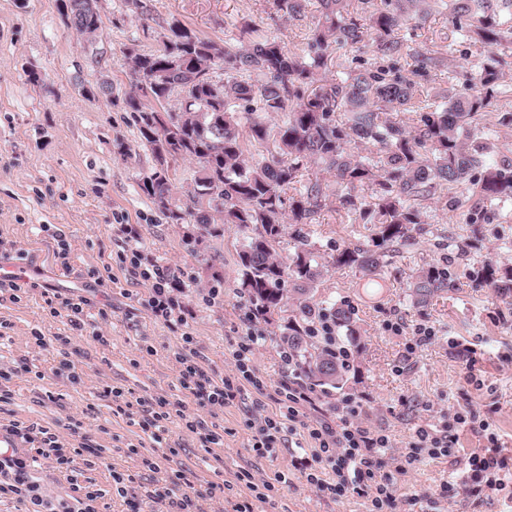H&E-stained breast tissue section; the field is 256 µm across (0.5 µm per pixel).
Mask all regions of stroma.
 <instances>
[{"label":"stroma","mask_w":512,"mask_h":512,"mask_svg":"<svg viewBox=\"0 0 512 512\" xmlns=\"http://www.w3.org/2000/svg\"><path fill=\"white\" fill-rule=\"evenodd\" d=\"M61 4L0 0V250L6 261L34 270L20 291L0 292V368L11 376L10 397L0 401V429L18 422L52 433L73 462L60 470L52 460H39L35 480L55 499L101 490L99 512H129L115 488L116 473L129 477L131 492L166 487L177 496H197L201 512H233L235 503L253 496L236 479L242 469L260 482L287 478L274 503L255 502V512H369L364 499H333L294 468L295 458L311 454L299 432L283 430L274 455H255L251 421L274 411L267 396L251 392L245 400L210 408L181 390L177 354L224 376L232 369L231 350L251 327L237 265L245 234L228 224L223 237L196 246L184 225L168 223L138 187L139 175L154 160L122 105L130 89L128 49L147 52L159 45L158 33L143 34L144 19L158 25L176 18L219 43L233 42L248 22L296 51L316 25L317 12L291 19L276 12L273 0H102L104 59L97 65L86 42L66 27ZM402 32L419 52L433 51L441 59L419 79L418 90L465 92L481 58L468 53L446 15L431 13ZM32 71L41 83L30 82ZM500 73L497 109L480 121L490 142L488 165L512 157V127L498 122L499 113L512 112V65L504 64ZM104 78L112 84L111 96H83V89ZM117 141L130 145L131 156L115 153ZM303 177L327 185L321 210L305 227L320 254L369 244L366 225L340 206V188L330 176L312 167ZM450 196L456 200L452 208L439 196L422 201V229L412 245L391 252L381 284L350 268L321 280L317 302L352 310L360 348L346 395H320L316 405L323 413L346 397L362 402L366 424L388 435L385 469L394 477L399 512H424L427 498L435 496L440 512H512V497L471 496L459 489L466 459L484 446L470 430H459L454 457L411 464L402 458L418 427L472 408L497 433L512 466V303L468 279L469 270L487 261L512 268V201L480 211L470 187L453 188ZM126 227L136 232L144 261L167 267L179 281L184 323L152 315L149 289L122 263ZM60 229L70 246L66 269L56 258ZM429 264L447 268L456 286L420 310L412 306L406 284ZM213 288L218 296H210ZM74 294L91 298L98 337L71 330L61 300ZM283 325L280 318L260 324L263 338L252 361L272 388L286 379L278 342ZM419 327L433 333L421 346L415 343ZM113 387L123 389L127 415L113 414ZM158 398L181 400L187 413L219 425L222 443L204 446L177 422L169 427L166 446L154 443L139 422L144 402ZM86 444L99 448L100 456L83 453ZM148 458L156 469L145 466ZM178 473L186 480L176 485Z\"/></svg>","instance_id":"obj_1"}]
</instances>
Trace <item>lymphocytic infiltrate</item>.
Returning a JSON list of instances; mask_svg holds the SVG:
<instances>
[{"label": "lymphocytic infiltrate", "mask_w": 512, "mask_h": 512, "mask_svg": "<svg viewBox=\"0 0 512 512\" xmlns=\"http://www.w3.org/2000/svg\"><path fill=\"white\" fill-rule=\"evenodd\" d=\"M126 257L128 273L149 286L150 307L153 315L164 322H183L184 310L175 297L177 286L166 267L156 263H143L135 234H128ZM259 331H249L244 341L231 353L233 375L218 379L190 359H182L180 386L202 406H224L243 399L246 390L258 394H272L277 405L275 413L254 419L257 434L253 450L261 456L273 453L277 436L288 424L297 423L306 415L315 399L310 390L281 386L269 390L267 382L256 375L252 356L258 342ZM345 415L333 418L322 416L307 425L309 438L315 445V461L330 464L333 477L324 479L321 471L313 469L308 482L320 491L340 499L353 496L366 499L371 512H392L396 502L394 483L390 473L383 469L384 456L389 448L386 435L365 426L360 415L362 403L350 402ZM466 428L484 434L486 445L480 453L469 456L464 464L462 489L471 495H487L503 490V472L506 460L498 453L499 438L490 432L488 423L474 411L454 413L452 421L443 426L419 427L408 443L406 461L427 457L440 459L455 456L457 428ZM11 431L20 441L28 443V450L8 448L0 450V496L9 495L27 504V512H96V493L73 500L49 497L32 471L39 458L54 457L59 468H68L71 459L59 450L55 437L47 430L34 426H12Z\"/></svg>", "instance_id": "f902f5d3"}]
</instances>
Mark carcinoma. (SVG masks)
Masks as SVG:
<instances>
[{
  "label": "carcinoma",
  "mask_w": 512,
  "mask_h": 512,
  "mask_svg": "<svg viewBox=\"0 0 512 512\" xmlns=\"http://www.w3.org/2000/svg\"><path fill=\"white\" fill-rule=\"evenodd\" d=\"M64 23L85 42H98L102 20L90 14L96 0H65ZM309 0H273L290 18ZM319 19L299 52L271 38H255L245 25L238 44L200 37L173 19L160 33L154 51L128 52L131 91L124 95L140 144L149 148L154 167L139 178V188L172 224H190L196 244L224 236V225L245 232L238 251L240 289L254 317L268 322L288 298L296 309L279 336L292 355L293 378L329 397L348 388L353 362H342L333 346L314 340L311 330L326 317L335 328L336 346L358 349L349 309L328 308L315 300L329 269L356 268L369 280L378 277L393 248L414 240L424 223L416 201L462 185H472L478 201L491 205L512 199V159L482 166L488 149L477 120L492 111L500 95L499 70L483 63L465 95L441 93L421 98L416 77L428 75L436 58L412 49L399 36L402 26L433 11L448 14V24L488 53H503L512 22V0H317ZM374 34L376 52L387 66L351 68L326 79L337 49ZM414 58L411 76L397 67ZM177 105L170 106L172 101ZM394 112H416L405 127ZM363 144L378 147L364 156ZM198 164L193 186L180 205L172 202L171 165L184 159ZM320 166L344 193L339 203L373 226L372 246H347L330 259L319 254L302 231L322 207L320 180L300 184L303 170ZM480 177H475L477 170ZM372 187L371 201L354 195ZM294 194H289V191ZM222 214V223L212 212ZM294 227V253L280 259L277 247ZM471 282L512 298V270L488 261L470 274ZM453 287L449 272L428 266L408 284L411 303L427 307Z\"/></svg>",
  "instance_id": "cac0c4a2"
}]
</instances>
